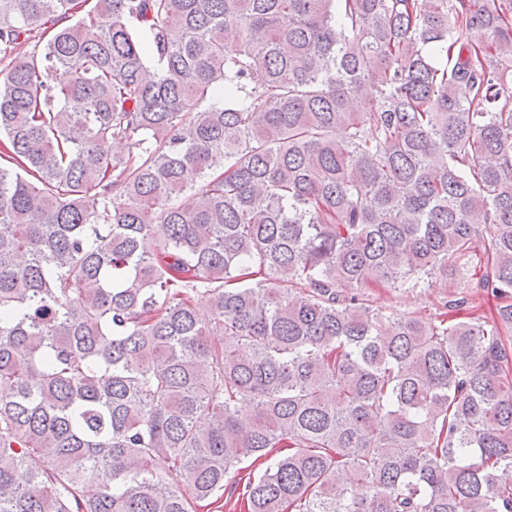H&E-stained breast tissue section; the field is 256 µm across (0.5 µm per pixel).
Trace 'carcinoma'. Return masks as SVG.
<instances>
[{
    "label": "carcinoma",
    "mask_w": 512,
    "mask_h": 512,
    "mask_svg": "<svg viewBox=\"0 0 512 512\" xmlns=\"http://www.w3.org/2000/svg\"><path fill=\"white\" fill-rule=\"evenodd\" d=\"M4 60L0 512H512V0H0ZM436 274L495 312L354 293Z\"/></svg>",
    "instance_id": "1"
}]
</instances>
